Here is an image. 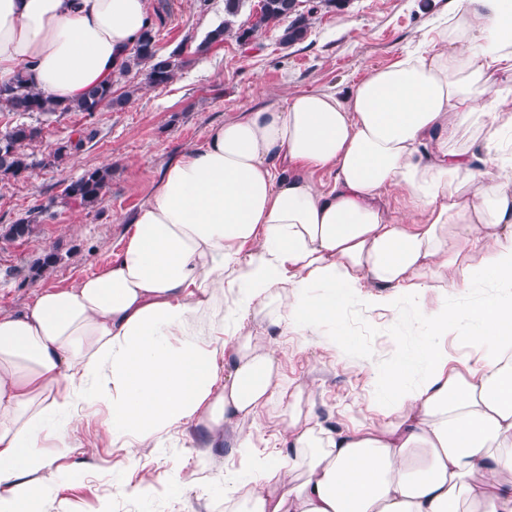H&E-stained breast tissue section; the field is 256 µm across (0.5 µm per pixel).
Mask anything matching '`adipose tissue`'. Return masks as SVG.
Masks as SVG:
<instances>
[{"instance_id":"adipose-tissue-1","label":"adipose tissue","mask_w":512,"mask_h":512,"mask_svg":"<svg viewBox=\"0 0 512 512\" xmlns=\"http://www.w3.org/2000/svg\"><path fill=\"white\" fill-rule=\"evenodd\" d=\"M456 2L433 43L349 96L295 94L213 127L165 167L105 269L0 315V512H43L37 477L71 455L88 409L106 414L100 441L149 454L190 425L211 448L232 429L261 483L234 484V512H512V298L445 302L512 288V87L495 85L512 74V0ZM149 24V0H0V79L22 71L70 102ZM406 298L434 340L379 374V425L313 424L309 392L245 323L315 331L347 301L394 313ZM459 320L477 356L457 369ZM277 400L284 449L255 455L238 424Z\"/></svg>"}]
</instances>
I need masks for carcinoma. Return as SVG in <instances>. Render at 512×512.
I'll return each mask as SVG.
<instances>
[{"instance_id": "obj_1", "label": "carcinoma", "mask_w": 512, "mask_h": 512, "mask_svg": "<svg viewBox=\"0 0 512 512\" xmlns=\"http://www.w3.org/2000/svg\"><path fill=\"white\" fill-rule=\"evenodd\" d=\"M302 2L303 0H260L259 8L251 14L248 21L239 23L237 16L241 0H224V24L212 30L198 44L196 52L204 54L227 37L247 45L259 31L270 28L280 29L279 42L283 45L301 41L308 33L309 16L314 12L312 8L306 12L300 10ZM285 19L288 24L282 28L280 24ZM133 66L143 69L146 84L159 87L174 79L181 62L174 54L160 53L154 28L149 27L137 39L118 74L127 73ZM128 100L127 94L122 97L113 96L110 83L91 87L80 98L65 104L44 97L29 84L27 75L22 72L7 81H0V108L19 115L36 113L48 117L57 113L83 112L91 117L104 107H121ZM41 135L42 127L24 122L0 134V181L18 179L39 165L61 167L73 155L83 150L86 141L93 138V133L89 132L58 146L46 158L37 160L33 154L27 152V147ZM111 177L110 165L88 170L65 187L61 200L66 205L93 209L102 199ZM38 223L39 216L30 214L7 225L0 237L9 241L27 238L34 233Z\"/></svg>"}]
</instances>
